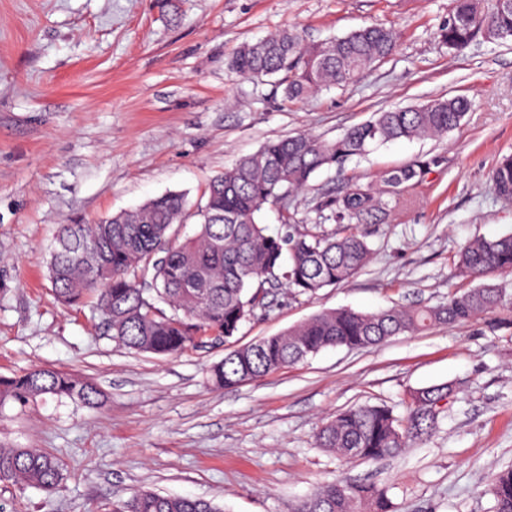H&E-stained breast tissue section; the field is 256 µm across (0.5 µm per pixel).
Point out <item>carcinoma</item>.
<instances>
[{"instance_id": "cac0c4a2", "label": "carcinoma", "mask_w": 512, "mask_h": 512, "mask_svg": "<svg viewBox=\"0 0 512 512\" xmlns=\"http://www.w3.org/2000/svg\"><path fill=\"white\" fill-rule=\"evenodd\" d=\"M440 41L454 53L482 36L512 40V0H450ZM397 31L383 23L364 25L331 41L308 45L283 29L242 44L228 62L236 74L262 78L285 73L288 100L342 86L393 55ZM470 101L437 97L416 106L382 110L371 119L327 140L301 131L268 141L256 152L208 180L199 202L169 191L143 205L91 224H62L45 259L56 299L79 308L95 304L103 334L138 353L173 357L219 336L227 341L266 306V287L286 288L296 296L338 286L366 264L370 247L360 224H371L389 209L400 187L420 181L440 157L418 160L387 173L388 191L350 183L318 206L322 224H301L288 209V195L304 191L323 168L341 167L371 148L407 139L444 135L461 125ZM499 197L512 194V155L502 157L491 174ZM268 205L283 209L285 232L273 235L258 222ZM197 219L196 232L182 234ZM512 274V234L482 238L462 247L456 276L479 281L448 295L438 305L390 307L365 313L348 307L328 310L282 333L265 336L226 354L209 368L210 380L232 387L257 380L304 361L327 348L351 350L377 346L392 336L414 334L438 325H456L494 313L508 304L506 291L481 282L487 274ZM453 392L444 383L411 392L406 413L385 404H362L336 414L316 435L319 447L344 460L375 461L399 455L436 429L443 402ZM101 402L92 381L67 371L35 366L0 376V406L38 397ZM0 477L46 492L64 481L61 462L42 448L0 444ZM486 494L493 512H512V468L493 474ZM113 512H223L212 500L139 490ZM291 512H393L387 489L338 479L318 486Z\"/></svg>"}]
</instances>
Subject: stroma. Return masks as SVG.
<instances>
[{"mask_svg":"<svg viewBox=\"0 0 512 512\" xmlns=\"http://www.w3.org/2000/svg\"><path fill=\"white\" fill-rule=\"evenodd\" d=\"M449 0H0V375L33 366L92 379L88 406L46 397L0 407V442L41 448L65 470L53 492L0 479V512H111L138 489L212 499L224 512H290L339 478L388 488L396 512H491L483 489L512 466V313L329 348L232 388L207 368L225 345L176 358L100 333L91 308L60 305L42 260L59 225L92 222L170 190L199 201L208 180L269 139H335L374 112L463 96L462 125L401 140L317 172L290 195L300 218L346 183H382L426 156L440 166L362 225L371 248L348 282L313 295L270 290L234 343L251 344L326 310L435 305L466 289L453 259L469 241L512 233V202L490 183L512 154V41L452 54L438 37ZM396 28L394 54L357 82L302 101L279 76L251 79L226 61L285 28L309 44L369 22ZM454 392L438 428L399 456L345 461L318 447L337 412L412 391Z\"/></svg>","mask_w":512,"mask_h":512,"instance_id":"obj_1","label":"stroma"}]
</instances>
